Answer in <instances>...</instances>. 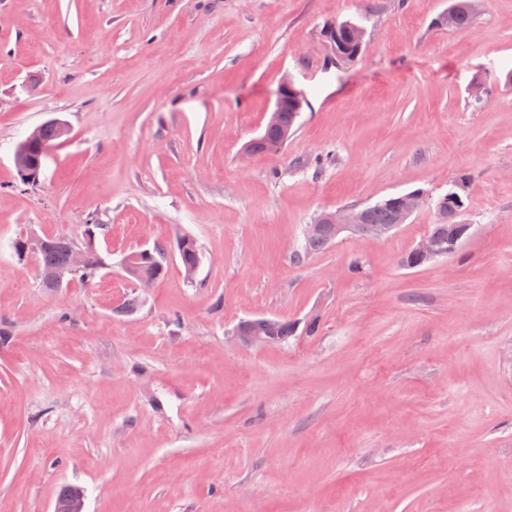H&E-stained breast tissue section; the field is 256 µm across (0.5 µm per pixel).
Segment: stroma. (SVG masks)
I'll return each instance as SVG.
<instances>
[{
  "instance_id": "obj_1",
  "label": "stroma",
  "mask_w": 512,
  "mask_h": 512,
  "mask_svg": "<svg viewBox=\"0 0 512 512\" xmlns=\"http://www.w3.org/2000/svg\"><path fill=\"white\" fill-rule=\"evenodd\" d=\"M450 3L0 0V512L66 484L86 512H512V0L460 30ZM286 79L292 137L246 153ZM53 118L23 184L16 145ZM457 181L471 237L401 266ZM415 189L388 236L295 260L318 212ZM90 222L110 269L45 292L14 242ZM158 245L140 288L122 261ZM257 316L299 331L233 343ZM355 26L357 25L350 21H336L334 23L327 24L324 27L323 36L325 33V37L327 38L325 39L328 43L330 42L334 52L336 53V57H338L336 60L354 61L359 57L358 54L363 52L365 46V32L362 28ZM354 27L358 43V54L356 50V39L354 37ZM331 41L335 43L336 50ZM58 126L53 121H49L44 123V126L41 124L35 127L28 135L26 144L15 150L14 164L24 183L29 185L38 178L49 151V148L44 146L41 141V131L42 139L48 146L55 145L59 140V130L61 139L69 134V128L65 123L60 122ZM30 150L34 151L35 156H31Z\"/></svg>"
}]
</instances>
